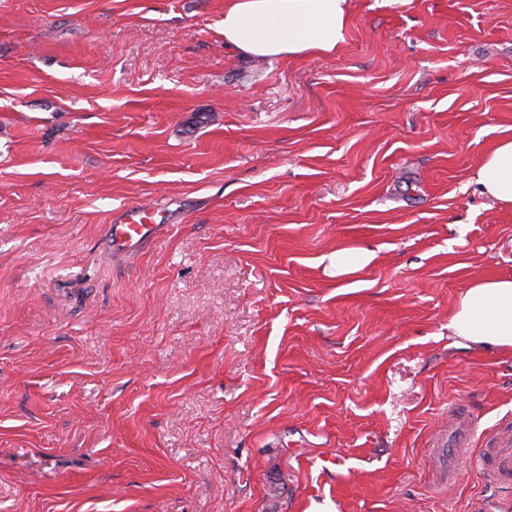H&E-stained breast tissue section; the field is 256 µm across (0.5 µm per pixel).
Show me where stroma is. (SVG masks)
<instances>
[{
    "mask_svg": "<svg viewBox=\"0 0 512 512\" xmlns=\"http://www.w3.org/2000/svg\"><path fill=\"white\" fill-rule=\"evenodd\" d=\"M507 137L512 0H348L280 59L224 0H0V512H512L431 452L512 427V348L448 334L512 275ZM132 204L170 222L112 253ZM474 178L483 195L512 207V138L500 140L484 155ZM375 257L376 255L368 250L340 249L325 256L324 259L328 260L326 270L329 271V275L343 279L356 275Z\"/></svg>",
    "mask_w": 512,
    "mask_h": 512,
    "instance_id": "35a3bbf8",
    "label": "stroma"
}]
</instances>
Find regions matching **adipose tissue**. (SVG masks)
<instances>
[{"label": "adipose tissue", "mask_w": 512, "mask_h": 512, "mask_svg": "<svg viewBox=\"0 0 512 512\" xmlns=\"http://www.w3.org/2000/svg\"><path fill=\"white\" fill-rule=\"evenodd\" d=\"M347 23V0H227L224 6L225 42L255 57L336 51ZM475 182L483 195L512 207V138L484 155ZM448 333L473 344L512 347V276L469 285L448 319Z\"/></svg>", "instance_id": "obj_1"}]
</instances>
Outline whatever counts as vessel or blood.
Instances as JSON below:
<instances>
[{
    "mask_svg": "<svg viewBox=\"0 0 512 512\" xmlns=\"http://www.w3.org/2000/svg\"><path fill=\"white\" fill-rule=\"evenodd\" d=\"M165 222L162 211L129 206L109 225L108 246L115 253H138ZM450 412L448 440L437 446V453L447 467L449 484L459 481L460 467L465 464L492 484L512 487V435L499 434L487 442H478V428L472 415L458 405L452 406Z\"/></svg>",
    "mask_w": 512,
    "mask_h": 512,
    "instance_id": "vessel-or-blood-1",
    "label": "vessel or blood"
}]
</instances>
